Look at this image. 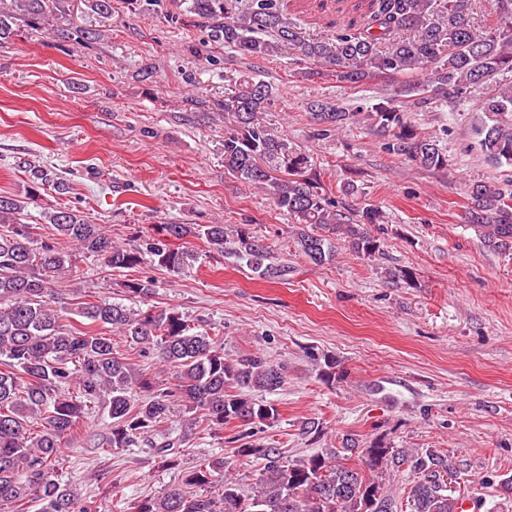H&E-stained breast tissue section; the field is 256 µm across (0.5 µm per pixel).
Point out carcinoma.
<instances>
[{
  "label": "carcinoma",
  "instance_id": "obj_1",
  "mask_svg": "<svg viewBox=\"0 0 512 512\" xmlns=\"http://www.w3.org/2000/svg\"><path fill=\"white\" fill-rule=\"evenodd\" d=\"M59 0H11L0 9V41L13 35L14 20L45 22ZM187 11L210 24L211 41L244 58L266 59L293 51L307 78L333 77L359 87L385 83L378 102L364 109L315 100L312 115L319 135L366 123L384 137L387 153L425 169L448 167L437 136L424 135L409 119L437 100L467 101L482 91L479 108L487 121L477 129L478 145L496 167L512 166V0H496L499 26L478 34L463 12L462 0H361V24L329 25L317 38L301 35L286 17L288 0H186ZM272 86L246 78L224 99V112L236 132L224 138V168L236 179L262 190L297 224L299 250L315 265L334 256L333 239L357 254L372 257L380 240L369 226L384 222L380 207H353L358 186L349 181L341 197H330L319 176L294 173L304 158L289 154L256 123L270 104ZM262 158L280 160L293 170L276 177ZM26 199L0 195V510L12 512H99L62 482L59 461L64 447L81 436L89 411L99 407L109 432L98 443L104 459L113 448H134L146 441L161 462L178 465L179 447L199 421L220 432L224 426L270 425L279 419L272 400L285 382L284 367L260 353L224 357V343L198 330L174 308L135 310L121 302L87 295L62 304L63 278L80 254L94 256L113 269H133L148 255L156 266L180 273L195 255L183 243L205 241L231 251L265 279H283L288 267L270 261L269 246L238 231L228 240L222 224H162L158 235L127 248L112 242L99 224L78 210L46 213L54 236L71 244L63 250L37 237L36 225L23 222L28 202L40 189L57 191L64 183L49 171L32 170ZM467 223L479 228L492 248L512 242V191L495 181L469 187ZM156 281L135 278L125 293L151 297ZM116 332L144 355L153 354L170 385L137 371L120 353ZM75 385L76 393L69 391ZM174 402L181 404L184 431L176 435L158 423ZM254 432L232 437L241 461L260 467L250 490L241 487L237 465L213 456L184 473L159 497L133 503L132 512H398L402 507L391 481L407 473L411 512H458L461 497L440 485L448 474V455L436 448H395L383 436L345 435L338 448H323L289 460L282 449L253 440Z\"/></svg>",
  "mask_w": 512,
  "mask_h": 512
}]
</instances>
